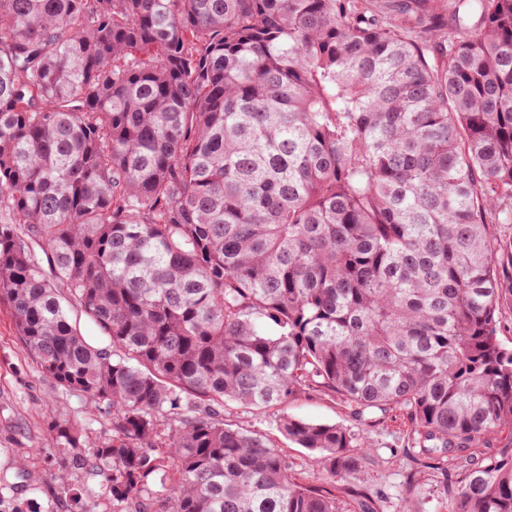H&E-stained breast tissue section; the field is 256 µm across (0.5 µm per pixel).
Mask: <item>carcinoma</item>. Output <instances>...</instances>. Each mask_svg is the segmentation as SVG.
Wrapping results in <instances>:
<instances>
[{"label": "carcinoma", "instance_id": "obj_1", "mask_svg": "<svg viewBox=\"0 0 512 512\" xmlns=\"http://www.w3.org/2000/svg\"><path fill=\"white\" fill-rule=\"evenodd\" d=\"M0 210L25 350L110 417L48 447L112 512H350L356 433L280 417L310 483L224 423L303 394L512 512V448L471 452L512 431V0H0Z\"/></svg>", "mask_w": 512, "mask_h": 512}]
</instances>
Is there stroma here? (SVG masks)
<instances>
[{"mask_svg":"<svg viewBox=\"0 0 512 512\" xmlns=\"http://www.w3.org/2000/svg\"><path fill=\"white\" fill-rule=\"evenodd\" d=\"M314 422L336 424L360 434L368 448L361 473L338 482L335 493L346 508L360 512H445L446 496L435 478L407 484L412 461L405 450L410 427L398 413L368 428L355 421L346 404L327 396H302L283 411L261 412L235 407L225 412L227 423L263 435L284 454L297 478L313 480L320 471L311 451L283 436L279 413ZM72 423L83 430V450H91L106 425L103 414L84 397L43 377L25 350L9 308L0 304V512H112V499L101 479L84 470L67 471L66 482L55 477L45 446L51 428Z\"/></svg>","mask_w":512,"mask_h":512,"instance_id":"1","label":"stroma"}]
</instances>
